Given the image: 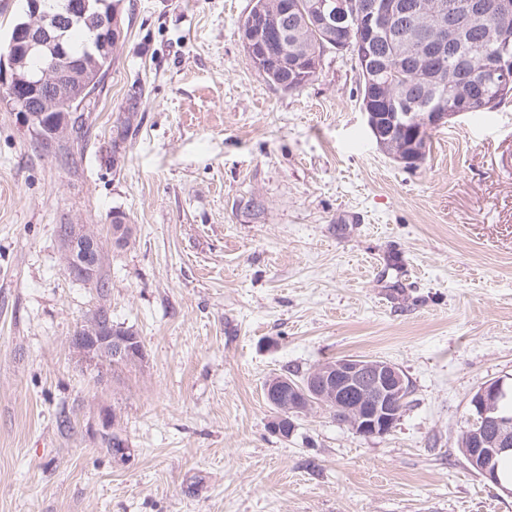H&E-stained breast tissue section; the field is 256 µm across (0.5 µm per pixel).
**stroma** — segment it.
<instances>
[{"label": "stroma", "mask_w": 512, "mask_h": 512, "mask_svg": "<svg viewBox=\"0 0 512 512\" xmlns=\"http://www.w3.org/2000/svg\"><path fill=\"white\" fill-rule=\"evenodd\" d=\"M249 4L123 0L79 148L0 96V512H512L458 449L472 395L512 379V99L405 168L348 54L298 92L263 80ZM116 211L106 288L72 278L61 225L107 239ZM102 305L144 349L117 375L70 345ZM343 356L405 374L392 432L318 408L273 434L266 380ZM126 215L117 211L112 215V247L122 249L129 244L133 234L132 225L127 224Z\"/></svg>", "instance_id": "35a3bbf8"}]
</instances>
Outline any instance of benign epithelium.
Masks as SVG:
<instances>
[{"instance_id": "1", "label": "benign epithelium", "mask_w": 512, "mask_h": 512, "mask_svg": "<svg viewBox=\"0 0 512 512\" xmlns=\"http://www.w3.org/2000/svg\"><path fill=\"white\" fill-rule=\"evenodd\" d=\"M89 0H71L67 11L57 14L45 10L43 0H29L28 21L17 26L10 38L9 68L0 64V86L22 105V113L31 124H36L50 112L56 113L54 130H67V115L58 111L59 104L85 105L92 98L93 81L89 71L79 74L67 65L58 32L86 17ZM506 15L512 12V0H375L360 13L356 0H324L317 10L315 23L323 26L342 25L350 18L359 17L367 25L381 28L384 20L393 21L405 15L424 16L432 21L433 34L424 38L416 50V64L436 56L452 55L467 61L472 74L481 78L493 76L502 84L512 81V29L494 25L487 29L486 40L496 47L493 57L477 59L467 52L466 35L469 29L485 22L489 13ZM39 54L49 61L44 75L36 81L39 94L29 95L26 87V58ZM468 98L462 87L455 95L434 106H424L426 128H436L461 115ZM389 101L379 94V86H369L364 93L362 112L378 145L386 147L394 136L395 124L389 123ZM421 129L412 132L410 142L392 157L408 168L422 161L418 145ZM70 249L66 268L78 280L94 279L99 265L101 244L97 238L75 227L67 228ZM136 337L121 336L110 323H92L71 339V347L82 358L90 361L101 350L112 352L114 359L132 357V343ZM406 390L403 372L394 364L378 359L346 356L324 362L314 368L305 383L281 377L264 385L267 402L275 411L270 421L271 430L287 436L283 420L299 416L313 406L330 404L344 409L354 432L364 438L383 436L392 431L402 412L401 404ZM512 393V385L502 380L493 381L478 390L470 399L469 423L463 438L469 441L467 458L478 473L504 495L512 497V487L503 485L498 477L494 459L512 452V417L502 412L500 404Z\"/></svg>"}]
</instances>
